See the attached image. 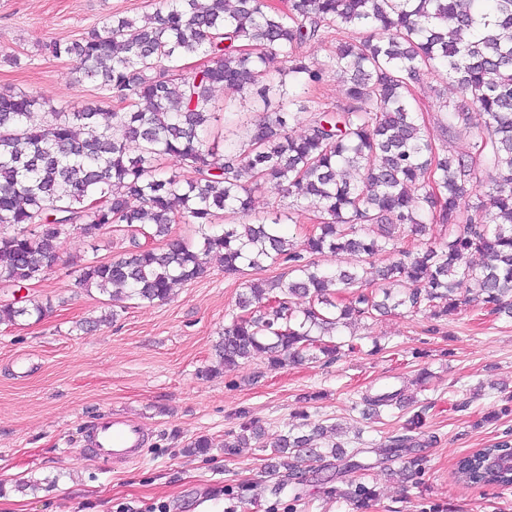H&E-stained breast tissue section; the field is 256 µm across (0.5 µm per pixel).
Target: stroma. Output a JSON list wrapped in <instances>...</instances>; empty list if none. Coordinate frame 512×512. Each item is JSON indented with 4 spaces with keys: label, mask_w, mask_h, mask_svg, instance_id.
Listing matches in <instances>:
<instances>
[{
    "label": "stroma",
    "mask_w": 512,
    "mask_h": 512,
    "mask_svg": "<svg viewBox=\"0 0 512 512\" xmlns=\"http://www.w3.org/2000/svg\"><path fill=\"white\" fill-rule=\"evenodd\" d=\"M156 0H0V89L43 95L50 106L69 109L95 98L94 84L71 83L74 57H53L45 45L79 38L112 15L140 18ZM335 45L311 41L299 52L324 75L311 92L342 105L346 86L325 71ZM14 54L20 67L3 63ZM445 81L427 76L413 97L420 122L439 151L465 148V136H450L441 98H453ZM290 213L288 238L302 240L316 215L292 208L274 192L253 195V216ZM130 247V235L112 225L96 236L69 231L58 259L25 296L51 299L41 321L0 324V512H356L344 496L348 484L373 486L368 512H512V488L456 484L457 459L487 448L512 431V318L464 307L446 319L389 314L343 329L336 360L270 369L255 359L236 371L207 375L218 341L233 315L244 283L288 275L287 264L243 268L225 275L214 265L203 280L176 286L168 301L128 302L116 319L98 329L83 320L106 308V296L76 284V260L110 259ZM432 376L417 387L421 370ZM405 389L427 409L421 446L374 468L370 449L403 435L409 411L364 412L362 397L373 389ZM118 415L145 425L150 440L127 464H107L85 454L87 425ZM261 426V440L237 454L224 452V436L244 419ZM330 420L343 441L360 449L367 471L345 472L334 458L298 468V499L275 502L267 491L269 446L301 419ZM212 437L207 454L187 447L199 435ZM253 490L233 497L237 485Z\"/></svg>",
    "instance_id": "obj_1"
}]
</instances>
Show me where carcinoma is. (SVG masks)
Returning <instances> with one entry per match:
<instances>
[{"instance_id": "1", "label": "carcinoma", "mask_w": 512, "mask_h": 512, "mask_svg": "<svg viewBox=\"0 0 512 512\" xmlns=\"http://www.w3.org/2000/svg\"><path fill=\"white\" fill-rule=\"evenodd\" d=\"M157 0L142 18L114 15L73 41L47 46L56 58L75 56V83L101 95L71 110L35 120L43 98L0 89V285L37 281L58 258L61 237L112 224L149 238H166L174 224H193L199 243L171 239L164 248L137 240L106 262L78 261L77 285L113 301L164 302L174 285L210 275L214 257L224 274L241 267L286 263L290 278L245 284L238 313L215 345L218 367L235 370L255 358L268 367L336 358L323 342L374 313L397 310L443 319L462 307L512 316V0ZM349 27L360 40L337 41L327 70L347 86L348 103L325 107L308 97L323 70L298 53ZM209 58L183 73L181 62ZM431 74L448 80L457 99L446 102L447 125L468 138L465 150L436 153L414 112L412 88ZM253 100L258 118L246 122L224 105V125L241 129L238 143H210L215 89ZM305 124L299 137L289 134ZM138 144V153L129 145ZM168 159L175 169L161 170ZM280 191L295 206L313 208L318 222L297 245L274 215L255 224L227 220L252 210V194ZM440 241L411 249L404 239L429 225ZM348 252L353 269H324L314 255ZM389 263L370 287L368 260ZM477 254L473 264L467 256ZM464 283L471 287L462 289ZM51 302L0 305V324L38 320ZM363 404L408 408L418 399L377 390ZM422 412L406 434L379 448L387 457L412 447ZM290 428L271 448L280 501L293 495V460L322 457L318 437ZM259 433L252 422L224 439L231 454ZM512 450V432L460 457L454 479L466 486L512 487V473L482 466L489 453ZM357 506L376 497L355 484Z\"/></svg>"}]
</instances>
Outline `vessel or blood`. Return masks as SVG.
Instances as JSON below:
<instances>
[{
    "label": "vessel or blood",
    "mask_w": 512,
    "mask_h": 512,
    "mask_svg": "<svg viewBox=\"0 0 512 512\" xmlns=\"http://www.w3.org/2000/svg\"><path fill=\"white\" fill-rule=\"evenodd\" d=\"M148 436L144 427L106 416L88 429L85 443L91 453L116 464L136 459Z\"/></svg>",
    "instance_id": "obj_1"
}]
</instances>
